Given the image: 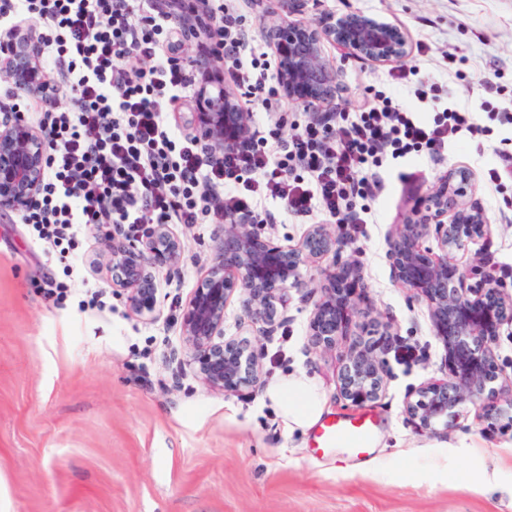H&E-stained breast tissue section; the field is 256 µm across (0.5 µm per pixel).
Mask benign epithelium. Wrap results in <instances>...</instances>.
Returning <instances> with one entry per match:
<instances>
[{"label":"benign epithelium","instance_id":"benign-epithelium-1","mask_svg":"<svg viewBox=\"0 0 512 512\" xmlns=\"http://www.w3.org/2000/svg\"><path fill=\"white\" fill-rule=\"evenodd\" d=\"M268 37L278 56L282 91L311 112L336 100V72L323 55L324 41L334 43L346 58L374 63L408 55L398 26L362 12L327 17L315 27L288 23L271 28ZM38 50V35L30 24L0 34V67L15 89L30 97L46 89ZM223 84L224 76L208 62L202 71L200 111L192 118L197 137L217 153L235 148L250 121V113L235 108ZM47 144L42 127L17 117L0 121V213L23 209L40 190ZM471 181L464 169L448 171L421 205L402 214L388 242L394 280L426 302L434 336L445 349L447 378L420 385L405 401V412L422 432L436 434L454 426L469 404H480L490 419L512 413V387L504 407L500 389L492 386L499 378L494 344L503 322L512 318V297L498 281L482 275L481 266L454 258L492 233L485 211L465 201ZM431 240L436 247L427 245ZM106 242L112 288L125 296L133 313L155 316L161 301L152 269L179 265L182 240L170 225L154 224L136 241L114 230ZM341 253L337 237L323 224L310 225L297 245L288 247L263 235L248 214H226L223 245L181 313L187 362L199 378L230 393L258 384L262 366L257 343L273 330L278 309L287 308L288 289L301 285L299 267L306 263L320 267L325 281L309 322L311 342L323 350L336 348L368 312L360 270L341 260ZM329 257L333 263L321 266ZM235 298L249 319L250 337L224 335V312ZM375 332L377 339L350 347L338 373L339 395L353 406L375 403L383 394L390 326L378 321Z\"/></svg>","mask_w":512,"mask_h":512}]
</instances>
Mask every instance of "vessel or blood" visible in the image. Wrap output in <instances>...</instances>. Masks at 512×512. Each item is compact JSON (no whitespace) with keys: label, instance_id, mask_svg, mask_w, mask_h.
I'll list each match as a JSON object with an SVG mask.
<instances>
[{"label":"vessel or blood","instance_id":"b4317fda","mask_svg":"<svg viewBox=\"0 0 512 512\" xmlns=\"http://www.w3.org/2000/svg\"><path fill=\"white\" fill-rule=\"evenodd\" d=\"M380 426L377 415L363 411L354 416H336L325 420L312 438V444L321 452L336 448L364 459L370 456Z\"/></svg>","mask_w":512,"mask_h":512}]
</instances>
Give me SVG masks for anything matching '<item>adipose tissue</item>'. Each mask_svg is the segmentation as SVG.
Returning <instances> with one entry per match:
<instances>
[{"label": "adipose tissue", "instance_id": "ef3b65f1", "mask_svg": "<svg viewBox=\"0 0 512 512\" xmlns=\"http://www.w3.org/2000/svg\"><path fill=\"white\" fill-rule=\"evenodd\" d=\"M269 406L289 431H306L317 425L326 399L315 381L304 372L290 373L271 381L265 389Z\"/></svg>", "mask_w": 512, "mask_h": 512}]
</instances>
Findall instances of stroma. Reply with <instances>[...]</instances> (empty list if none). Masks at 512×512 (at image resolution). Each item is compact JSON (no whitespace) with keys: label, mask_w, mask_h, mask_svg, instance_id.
Segmentation results:
<instances>
[{"label":"stroma","mask_w":512,"mask_h":512,"mask_svg":"<svg viewBox=\"0 0 512 512\" xmlns=\"http://www.w3.org/2000/svg\"><path fill=\"white\" fill-rule=\"evenodd\" d=\"M350 10L397 25L409 42L426 39L425 73L456 102L476 107L491 129L449 142L439 161L388 164L377 223L343 249L359 265L370 303L352 340H367L374 320L390 322L394 334L384 394L370 406L381 424L369 460L344 450L317 455L309 434L288 432L265 406L261 388L215 391L180 367L188 349L172 311L213 263L223 225H174L184 259L173 271L154 268L162 306L146 320L112 292L106 228L84 245L74 297L56 306L43 288L61 277L62 263L32 250L26 226L8 212L0 215V512H512L511 421L490 425L470 405L448 433L433 435L405 413L409 392L445 378V351L425 302L394 280L386 255L402 212L448 170L465 167L473 175L467 199L484 209L492 236L457 259L493 271L512 294V177L497 188L488 176L512 126L479 109L485 100L504 106L512 91V0H306L289 14L276 0H260L246 27L263 46L282 21L310 24ZM323 52L337 71V103L387 79V65L344 59L329 42ZM487 78L498 92L484 89ZM300 276L262 342L261 380L305 370L327 397V416L353 414L337 388L345 345L325 351L309 341L320 271L305 265ZM89 289L103 294L105 309L80 308ZM446 460L450 480L440 474ZM493 469L495 489L483 480Z\"/></svg>","instance_id":"1"}]
</instances>
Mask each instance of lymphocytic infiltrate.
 <instances>
[{
  "label": "lymphocytic infiltrate",
  "instance_id": "1",
  "mask_svg": "<svg viewBox=\"0 0 512 512\" xmlns=\"http://www.w3.org/2000/svg\"><path fill=\"white\" fill-rule=\"evenodd\" d=\"M200 4L210 52L243 108L265 115L264 130L215 158L169 119L171 105L198 90L175 31L184 0L162 8L156 0H0V32L38 26L40 66L57 74L41 104L5 94L9 111L31 113L50 139L42 188L19 220L46 256L65 262L62 279L46 283L53 304L72 296L67 257L91 228L115 224L135 238L151 224H220L228 211L265 224L275 203L284 214L332 222L353 241L372 217L389 161L433 159L461 135L487 133L471 107L449 102L422 75L430 47L421 39L415 61L388 70L390 83L413 85L418 110L377 90L322 120L289 122L273 49L249 44L234 0ZM132 57L140 66L129 65ZM65 92L71 105L57 107Z\"/></svg>",
  "mask_w": 512,
  "mask_h": 512
}]
</instances>
